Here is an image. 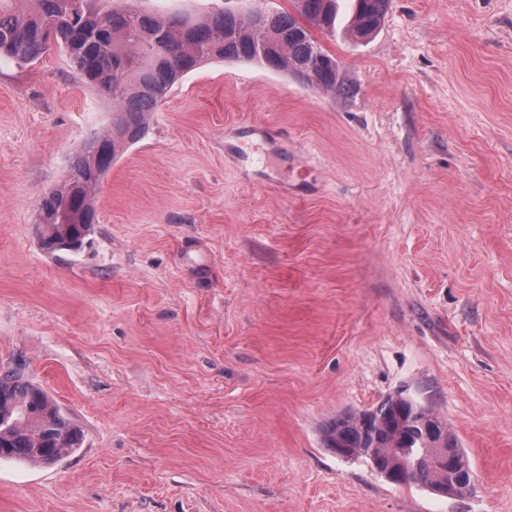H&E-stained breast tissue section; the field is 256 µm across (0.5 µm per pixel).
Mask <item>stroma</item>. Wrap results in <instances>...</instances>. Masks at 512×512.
Returning <instances> with one entry per match:
<instances>
[{"instance_id":"stroma-1","label":"stroma","mask_w":512,"mask_h":512,"mask_svg":"<svg viewBox=\"0 0 512 512\" xmlns=\"http://www.w3.org/2000/svg\"><path fill=\"white\" fill-rule=\"evenodd\" d=\"M313 36L345 95L242 59L184 74L76 251L43 248L39 201L112 104L61 49L0 59V371L83 433L0 460V512H512V0ZM244 122L276 132L245 163ZM401 391L447 420L468 492L329 448Z\"/></svg>"}]
</instances>
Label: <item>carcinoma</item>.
Listing matches in <instances>:
<instances>
[{
    "instance_id": "obj_1",
    "label": "carcinoma",
    "mask_w": 512,
    "mask_h": 512,
    "mask_svg": "<svg viewBox=\"0 0 512 512\" xmlns=\"http://www.w3.org/2000/svg\"><path fill=\"white\" fill-rule=\"evenodd\" d=\"M0 0V56L24 63L53 45L64 48L78 72L121 117L87 142L66 176L41 199L44 244L84 240L94 223L93 193L101 176L141 139L152 112L185 73L214 59H243L317 84L332 95L346 93L336 59L312 36L316 26L336 32L338 0H291L293 12H274L259 25L248 13L222 7L194 16H161L134 6L136 0ZM389 0H355L351 33L371 36ZM80 428L55 400L22 371L0 372V458L52 464L80 448ZM386 474L401 471L402 483L422 484L448 495V464L441 448L458 443L446 420L414 399L388 398L374 409L343 416L327 431Z\"/></svg>"
}]
</instances>
